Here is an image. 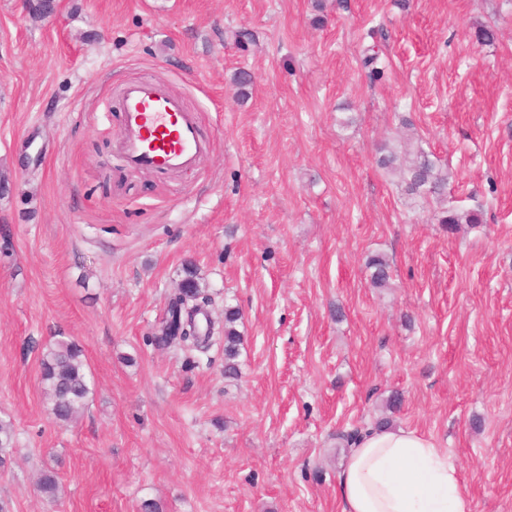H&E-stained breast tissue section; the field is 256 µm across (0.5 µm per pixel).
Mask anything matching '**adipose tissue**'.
<instances>
[{
  "instance_id": "adipose-tissue-1",
  "label": "adipose tissue",
  "mask_w": 512,
  "mask_h": 512,
  "mask_svg": "<svg viewBox=\"0 0 512 512\" xmlns=\"http://www.w3.org/2000/svg\"><path fill=\"white\" fill-rule=\"evenodd\" d=\"M342 512H471L456 468L429 437L367 429L339 476Z\"/></svg>"
}]
</instances>
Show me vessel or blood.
Instances as JSON below:
<instances>
[{
	"label": "vessel or blood",
	"mask_w": 512,
	"mask_h": 512,
	"mask_svg": "<svg viewBox=\"0 0 512 512\" xmlns=\"http://www.w3.org/2000/svg\"><path fill=\"white\" fill-rule=\"evenodd\" d=\"M119 108L122 125L116 146L130 169L187 172L209 150L199 135L196 115L152 80L126 82Z\"/></svg>",
	"instance_id": "1"
}]
</instances>
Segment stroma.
Returning a JSON list of instances; mask_svg holds the SVG:
<instances>
[{
    "label": "stroma",
    "instance_id": "obj_1",
    "mask_svg": "<svg viewBox=\"0 0 512 512\" xmlns=\"http://www.w3.org/2000/svg\"><path fill=\"white\" fill-rule=\"evenodd\" d=\"M31 3L0 0L6 512H340L336 435L384 422L444 448L472 512H512V0ZM141 77L198 113L197 170L117 154L120 89ZM32 130L45 157L21 146ZM399 137L447 170L444 201L377 166ZM477 207V225L435 220ZM375 253L389 288L370 285ZM190 263L212 338L157 345ZM60 339L94 383L64 426L40 370ZM366 268L369 270L372 287L388 288L391 285V266L384 256L379 254L369 256L366 261ZM239 320V311L235 308H226L224 312V372L236 375L238 371L237 358L240 355L242 344L241 333L236 328Z\"/></svg>",
    "mask_w": 512,
    "mask_h": 512
}]
</instances>
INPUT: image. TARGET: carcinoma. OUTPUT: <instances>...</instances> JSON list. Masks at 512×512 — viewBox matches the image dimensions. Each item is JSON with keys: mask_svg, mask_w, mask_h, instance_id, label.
<instances>
[{"mask_svg": "<svg viewBox=\"0 0 512 512\" xmlns=\"http://www.w3.org/2000/svg\"><path fill=\"white\" fill-rule=\"evenodd\" d=\"M379 167L399 176L407 195L411 197H434L443 199L448 188V172L439 169L435 162L422 149L410 150L385 142L378 149ZM438 223L450 229L457 224H481L483 212L480 209L441 211ZM370 284L374 288H387L391 285L392 271L388 260L382 255L367 258ZM186 294H201V282L197 269L189 265L186 278L181 284ZM239 311L227 308L224 312V372L235 375L238 371L237 358L242 344L241 333L236 328ZM186 338L181 301L169 304V316L164 323L159 343L165 345L177 338ZM41 377L44 383L46 407L59 423H69L77 419L88 405L92 393V381L86 371L83 351L74 342L59 341L48 348L41 358ZM38 490L49 498L58 495L60 488L57 476L50 470L41 473Z\"/></svg>", "mask_w": 512, "mask_h": 512, "instance_id": "carcinoma-1", "label": "carcinoma"}]
</instances>
